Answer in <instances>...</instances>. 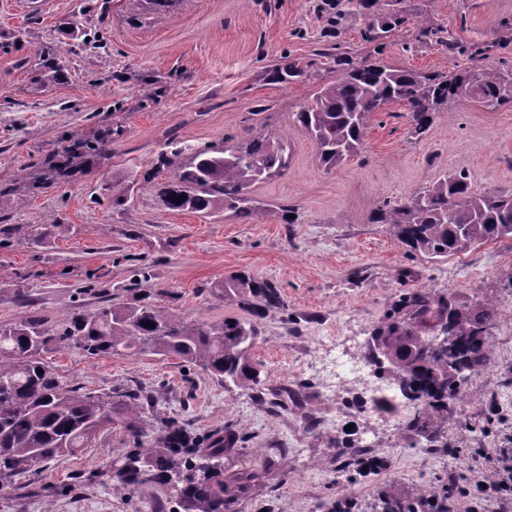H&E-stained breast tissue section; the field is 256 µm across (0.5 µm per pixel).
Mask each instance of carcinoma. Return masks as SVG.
<instances>
[{
    "instance_id": "cac0c4a2",
    "label": "carcinoma",
    "mask_w": 512,
    "mask_h": 512,
    "mask_svg": "<svg viewBox=\"0 0 512 512\" xmlns=\"http://www.w3.org/2000/svg\"><path fill=\"white\" fill-rule=\"evenodd\" d=\"M408 22L398 11L375 17L362 38L374 42L377 31L392 32ZM419 35L444 42V30L429 20L420 21ZM323 55L333 58L341 74L293 113V123L315 141L319 159L328 167L360 156L370 119L394 102L404 104L410 134L418 138L430 128L433 114L452 102L474 98L493 110L512 109V73L494 67L448 76L355 63L337 46ZM304 75L293 61L269 73L277 83H292ZM463 84L467 89H460ZM291 152L288 136L260 132L243 139L226 134L222 147L179 141L158 155L152 177L162 178L159 197L170 210L208 216L224 209L246 218L259 210L251 187L283 175ZM370 220L389 225L412 255L454 256L488 241L512 239V192L478 191L466 172L455 171L406 200L383 201ZM218 292L226 300L250 295L261 315L284 307L279 287L270 280L233 276L218 285ZM496 321V306L487 298L460 304L446 293L422 288L403 295L385 313L372 328L368 346L377 372L391 377L393 388L417 406L400 430L450 448L444 413L488 368L489 329ZM147 322L154 327L145 326ZM259 335L255 322L226 318L189 323L150 301L125 310L74 313L55 322L29 315L0 325V481L34 469L37 460L44 468L56 457L75 452L112 422V401L77 393L43 361L42 353L50 346L74 345L94 356L129 351L174 355L248 391L261 382V370L252 359ZM125 430L135 447L113 457L118 464L115 489L161 483L176 490L188 512H226L252 486L254 474L248 470L224 474V457L238 441L234 432L224 434L222 442L209 437L189 458L184 449L196 442L176 422L165 423L148 445L140 412L130 413ZM383 512L418 510L412 498L390 497Z\"/></svg>"
}]
</instances>
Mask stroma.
I'll return each mask as SVG.
<instances>
[{"mask_svg": "<svg viewBox=\"0 0 512 512\" xmlns=\"http://www.w3.org/2000/svg\"><path fill=\"white\" fill-rule=\"evenodd\" d=\"M379 7L404 11L410 22L377 45L361 37L369 16L359 0H172L160 12L151 0H0V185L61 153L65 137L112 141L111 158H90L27 196L0 195V325L134 307L146 297L188 322L257 321L252 358L261 383L249 391L175 356H91L73 346L43 355L80 394L148 392L147 437L168 420L197 437L237 433L224 469L246 468L256 479L231 512H324L339 497L354 501L355 512H382L383 494L425 497L452 482L476 495L484 474L468 449L512 443V240L428 259L370 221L383 200L410 197L449 171H466L481 190L512 191V110L458 101L417 138L395 103L373 115L362 156L332 170L292 126L293 112L335 79L334 62L319 55L335 41L353 61L425 73L511 69L501 25L512 22V0ZM421 19L443 28L447 41L484 47V56L418 40ZM53 45L60 72L36 78L19 66ZM284 56L304 78L269 81ZM248 128L288 134L293 148L286 174L253 188L264 210L243 222L162 205L147 172L170 138L220 145ZM119 195L124 205L114 204ZM283 204L295 206V223L283 222ZM236 275L277 283L283 308L259 317L250 296L224 299L216 287ZM422 286L461 303L490 299L498 312L489 368L464 407L448 408V453L413 443L347 394L319 400L307 369L331 341L369 337L391 305ZM126 415L114 406L111 424L84 448L12 478L0 488V512H176L170 486L113 489L112 457L131 446ZM341 428L350 443L344 458L377 456L383 467L337 480Z\"/></svg>", "mask_w": 512, "mask_h": 512, "instance_id": "35a3bbf8", "label": "stroma"}]
</instances>
